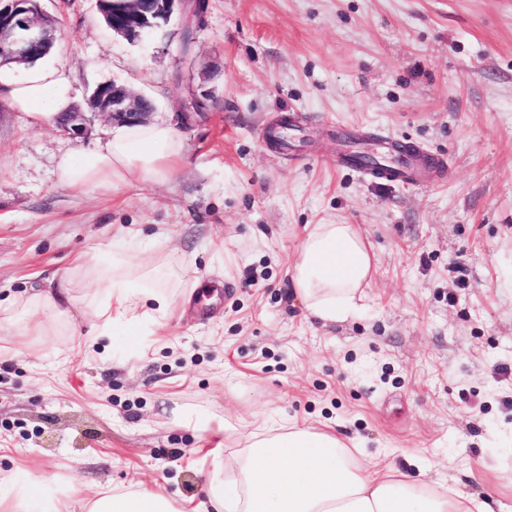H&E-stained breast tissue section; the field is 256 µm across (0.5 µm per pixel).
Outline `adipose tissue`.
<instances>
[{
    "mask_svg": "<svg viewBox=\"0 0 512 512\" xmlns=\"http://www.w3.org/2000/svg\"><path fill=\"white\" fill-rule=\"evenodd\" d=\"M74 78L65 66H34L22 76L0 66V102L41 127L75 103ZM184 141L168 122L122 124L103 145L80 157L60 159L56 178L77 191H111L115 185L165 178L184 161ZM75 277L105 289L98 309L106 325L134 331L145 320L159 321L167 296L146 284L143 268L131 256L107 254L94 263L77 259ZM376 261L355 224H313L297 260L288 270L297 297L310 315L339 322L364 306ZM73 279L37 294L39 307L25 325L43 335L47 316L74 320L84 313V297ZM214 512H492L487 502L451 487L427 482L394 468L366 464L335 432L299 425L254 423L231 475L211 488ZM85 512H181L167 494L100 492ZM0 512H69V500L31 474L13 475L0 485Z\"/></svg>",
    "mask_w": 512,
    "mask_h": 512,
    "instance_id": "ef3b65f1",
    "label": "adipose tissue"
}]
</instances>
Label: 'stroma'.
<instances>
[{
    "mask_svg": "<svg viewBox=\"0 0 512 512\" xmlns=\"http://www.w3.org/2000/svg\"><path fill=\"white\" fill-rule=\"evenodd\" d=\"M131 43L95 0H39L48 59L81 99L117 82L179 125L186 161L111 193L58 184L65 155L104 143L34 127L0 103V478L73 500L161 489L207 501L213 458L250 424H329L379 465L512 512V0H201ZM203 109L189 122L190 100ZM443 167L420 186L336 166L377 133ZM310 224H357L377 260L366 307L322 324L287 275ZM125 252L156 269L162 323L84 335L24 305L76 257Z\"/></svg>",
    "mask_w": 512,
    "mask_h": 512,
    "instance_id": "1",
    "label": "stroma"
}]
</instances>
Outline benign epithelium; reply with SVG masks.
I'll return each mask as SVG.
<instances>
[{
	"label": "benign epithelium",
	"instance_id": "7a95c632",
	"mask_svg": "<svg viewBox=\"0 0 512 512\" xmlns=\"http://www.w3.org/2000/svg\"><path fill=\"white\" fill-rule=\"evenodd\" d=\"M38 0H0V65H23L42 44L54 42L55 20L39 14ZM99 11L112 32L128 40L149 33L158 21L188 11L189 0H97ZM94 112L114 123L144 122L155 111L152 99L115 83H104L92 95ZM64 131L84 134L85 112L74 106L60 116Z\"/></svg>",
	"mask_w": 512,
	"mask_h": 512
}]
</instances>
